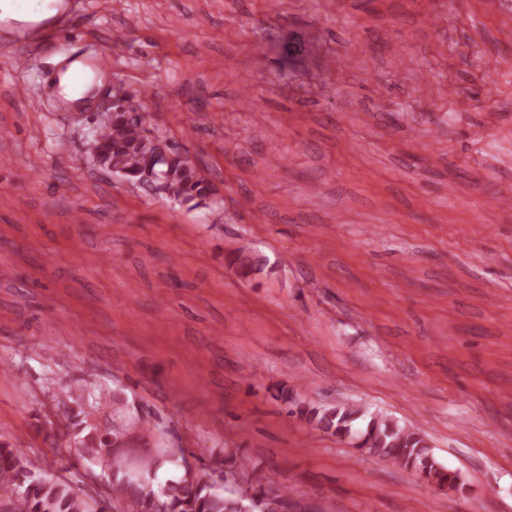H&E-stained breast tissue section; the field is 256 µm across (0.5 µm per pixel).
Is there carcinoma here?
<instances>
[{"label": "carcinoma", "mask_w": 512, "mask_h": 512, "mask_svg": "<svg viewBox=\"0 0 512 512\" xmlns=\"http://www.w3.org/2000/svg\"><path fill=\"white\" fill-rule=\"evenodd\" d=\"M89 150L94 158H105L115 172L128 180L138 179L146 138L136 124L114 115L99 123ZM171 195L176 199L203 195L208 190L204 172L186 161L175 160L157 166ZM278 398L287 413L316 424L341 437H353L355 447L383 457L414 471L440 489L457 488L459 477L442 466L427 440L379 412L354 405L329 409L311 408L288 393ZM112 408V428H88V419ZM71 432L81 445L87 467L98 465L112 490L108 505L88 496L78 484L48 476L21 449L0 443V501L12 512H284L298 508L295 491L285 485L271 486L264 475L245 458L216 456L197 469L183 466L175 458L163 430L128 407L106 389H90L67 413ZM151 438L149 450L137 453L128 446L131 433Z\"/></svg>", "instance_id": "1"}]
</instances>
